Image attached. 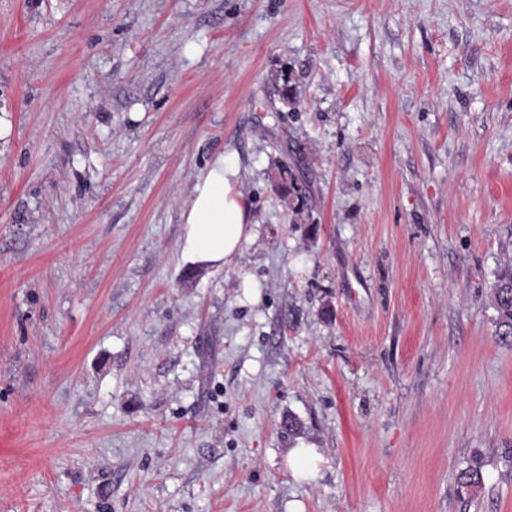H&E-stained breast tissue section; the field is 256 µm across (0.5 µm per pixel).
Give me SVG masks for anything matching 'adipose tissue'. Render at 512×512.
<instances>
[{
	"mask_svg": "<svg viewBox=\"0 0 512 512\" xmlns=\"http://www.w3.org/2000/svg\"><path fill=\"white\" fill-rule=\"evenodd\" d=\"M181 263L191 269L230 266L252 237V203L243 193L239 168L218 156L195 181L180 214Z\"/></svg>",
	"mask_w": 512,
	"mask_h": 512,
	"instance_id": "obj_1",
	"label": "adipose tissue"
}]
</instances>
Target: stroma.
<instances>
[{
  "label": "stroma",
  "mask_w": 512,
  "mask_h": 512,
  "mask_svg": "<svg viewBox=\"0 0 512 512\" xmlns=\"http://www.w3.org/2000/svg\"><path fill=\"white\" fill-rule=\"evenodd\" d=\"M509 261L512 0H0V512H512ZM180 262L191 269L230 266L252 237V203L243 193L239 168L218 155L195 181L181 208ZM491 296L498 313L495 332L498 342L512 348V262L504 264L497 272ZM315 458V449L306 447L291 448L288 451V466L297 478L312 475L311 465Z\"/></svg>",
  "instance_id": "stroma-1"
}]
</instances>
